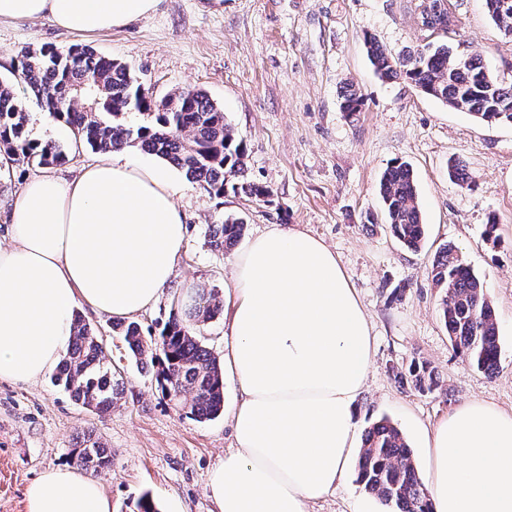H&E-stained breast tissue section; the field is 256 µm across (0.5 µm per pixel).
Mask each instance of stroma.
Listing matches in <instances>:
<instances>
[{"mask_svg":"<svg viewBox=\"0 0 512 512\" xmlns=\"http://www.w3.org/2000/svg\"><path fill=\"white\" fill-rule=\"evenodd\" d=\"M420 0H159L156 10L125 28L79 36L48 19L0 23V80L15 78L30 46L60 50L81 44L125 62L156 96L201 89L223 110L247 148V181L269 190L267 202L226 191L217 198L170 175L186 216L187 241L158 302L137 314L142 326L164 322L173 296L194 288H227L237 250L206 243L208 225L243 218L244 239L271 226L321 238L336 253L372 328L373 355L361 394L358 430L386 417L398 423L424 467L426 435L460 404L491 403L512 412V125H487L448 108L402 79L373 71L364 40L375 36L392 54L431 40ZM457 21L448 41L478 53L496 75L512 79V36L490 20L484 0H449ZM362 91L361 112L340 108L345 84ZM32 138L59 144L64 162L46 171L68 178L97 154L76 143L67 124L22 95ZM462 161L467 183L448 176ZM414 170L426 238L420 251L399 245L387 225L372 223L379 182L394 162ZM38 166L0 167V246L8 245L9 205ZM496 223V241L484 237ZM458 246L483 282L501 346L497 373L486 376L454 356L440 320L439 292L428 271L439 248ZM103 342L104 365L123 393L105 414L84 407L52 375L0 382V512H26L24 491L45 470L72 466L71 451L92 436L112 452L99 480L112 512H137L149 497L160 512H217L206 484L233 448L227 415L199 420L176 408L152 374L131 361L112 317L80 309ZM439 372L440 391L421 395L399 386L394 372L413 359ZM388 512L355 478L309 512Z\"/></svg>","mask_w":512,"mask_h":512,"instance_id":"obj_1","label":"stroma"}]
</instances>
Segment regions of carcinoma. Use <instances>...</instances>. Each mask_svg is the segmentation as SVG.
Instances as JSON below:
<instances>
[{
  "label": "carcinoma",
  "instance_id": "1",
  "mask_svg": "<svg viewBox=\"0 0 512 512\" xmlns=\"http://www.w3.org/2000/svg\"><path fill=\"white\" fill-rule=\"evenodd\" d=\"M441 4L426 26L448 35V0H422L421 11ZM494 25L512 36V0H486ZM368 59L378 77L404 79L451 109L466 112L487 124H512V83L497 79L476 53L459 56L447 43L428 42L415 51L392 55L373 36L365 39ZM18 82L38 102L70 124L77 136L97 152L138 146L179 169L188 181L216 196L227 188L265 202L268 190L244 180L246 149L224 112L201 90L176 89L156 98L131 74L127 64L83 46L61 51L42 45L24 50L16 66ZM362 92L353 85L341 91V109L361 111ZM136 111L144 122L136 127L125 115ZM28 114L14 84L0 82V151L9 162L41 167L64 159L60 146L29 138ZM383 215L392 236L418 251L425 224L412 167L394 163L379 184ZM244 232V222L226 218L208 225L207 244L217 252L232 247ZM429 277L440 292L441 317L453 353L488 376L501 357L498 325L484 285L464 262L458 248L448 243L435 255ZM215 289L198 288L176 301L158 336L145 339L135 321L112 324L120 331L126 350L138 364L158 366L155 380L175 406L190 410L200 420L217 418L224 408L222 368L197 338V327L223 310ZM71 346L54 383L87 408L101 414L112 409L122 394L121 383L103 368L104 350L98 336L75 316ZM414 390L432 394L439 377L425 361L408 369ZM74 463L98 475L112 465L109 449L92 437L72 450ZM357 482L376 495L389 512H430L429 494L401 428L383 417L364 433L356 465Z\"/></svg>",
  "mask_w": 512,
  "mask_h": 512
}]
</instances>
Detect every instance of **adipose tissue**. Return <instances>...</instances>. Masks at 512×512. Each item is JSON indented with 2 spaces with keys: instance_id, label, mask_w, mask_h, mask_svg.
<instances>
[{
  "instance_id": "ef3b65f1",
  "label": "adipose tissue",
  "mask_w": 512,
  "mask_h": 512,
  "mask_svg": "<svg viewBox=\"0 0 512 512\" xmlns=\"http://www.w3.org/2000/svg\"><path fill=\"white\" fill-rule=\"evenodd\" d=\"M158 0H0V21L49 18L72 33L126 27ZM0 248V380L56 368L75 311L125 318L151 306L187 239L166 169L110 155L69 180L28 179ZM224 358L241 387L236 444L210 472L218 512H308L343 486L358 400L373 352L364 308L322 240L274 226L252 238L224 292ZM432 512H512V413L455 408L426 445ZM26 512H112L100 482L71 467L43 472Z\"/></svg>"
}]
</instances>
